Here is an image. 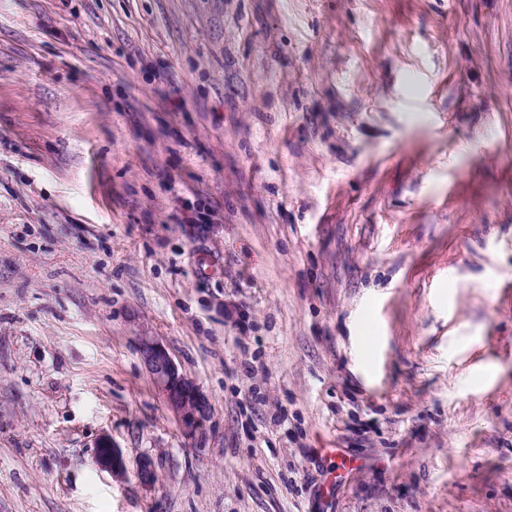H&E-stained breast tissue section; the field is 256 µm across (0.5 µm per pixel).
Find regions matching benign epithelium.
<instances>
[{
    "label": "benign epithelium",
    "instance_id": "1",
    "mask_svg": "<svg viewBox=\"0 0 512 512\" xmlns=\"http://www.w3.org/2000/svg\"><path fill=\"white\" fill-rule=\"evenodd\" d=\"M138 351L143 364L167 408L187 437L202 430L209 415L208 402L198 385L183 374L168 349L153 336L139 337ZM94 463L114 477L125 474V461L112 440L102 437L96 444Z\"/></svg>",
    "mask_w": 512,
    "mask_h": 512
}]
</instances>
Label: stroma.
I'll return each mask as SVG.
<instances>
[{
  "instance_id": "35a3bbf8",
  "label": "stroma",
  "mask_w": 512,
  "mask_h": 512,
  "mask_svg": "<svg viewBox=\"0 0 512 512\" xmlns=\"http://www.w3.org/2000/svg\"><path fill=\"white\" fill-rule=\"evenodd\" d=\"M0 512H512V0H0ZM143 364L167 408L187 437L202 430L209 415L208 402L198 385L183 374L168 349L152 336H139ZM94 463L97 467L109 472L114 477L125 474V461L121 451L112 445L108 437H101L96 444Z\"/></svg>"
}]
</instances>
